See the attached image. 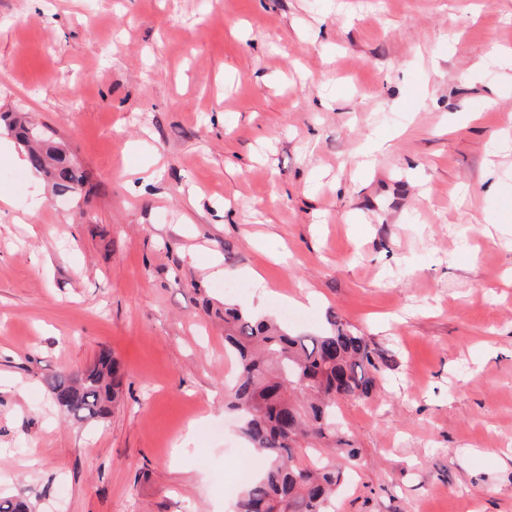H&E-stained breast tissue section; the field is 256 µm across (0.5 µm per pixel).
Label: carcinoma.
<instances>
[{
    "instance_id": "obj_1",
    "label": "carcinoma",
    "mask_w": 512,
    "mask_h": 512,
    "mask_svg": "<svg viewBox=\"0 0 512 512\" xmlns=\"http://www.w3.org/2000/svg\"><path fill=\"white\" fill-rule=\"evenodd\" d=\"M1 119L27 147L28 165L52 182L55 193L79 192L82 176L41 127ZM224 354L235 364L233 378L224 382V406L239 416L242 436L264 457L236 512H332V496L345 473L322 457L318 443L332 439L334 455L355 463L358 449L336 436V414L340 402L370 395L384 375L383 358L365 336L334 315L324 333L300 335L273 317L256 318L228 303ZM122 379V365L103 348L80 382L57 374L43 382L66 416L85 422L108 412Z\"/></svg>"
}]
</instances>
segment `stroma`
<instances>
[{"instance_id":"stroma-1","label":"stroma","mask_w":512,"mask_h":512,"mask_svg":"<svg viewBox=\"0 0 512 512\" xmlns=\"http://www.w3.org/2000/svg\"><path fill=\"white\" fill-rule=\"evenodd\" d=\"M15 112L85 186L56 195L0 122V496L234 512L224 305L249 301L389 363L340 405L336 512H512V0H0ZM103 347L122 399L73 422L42 380Z\"/></svg>"}]
</instances>
